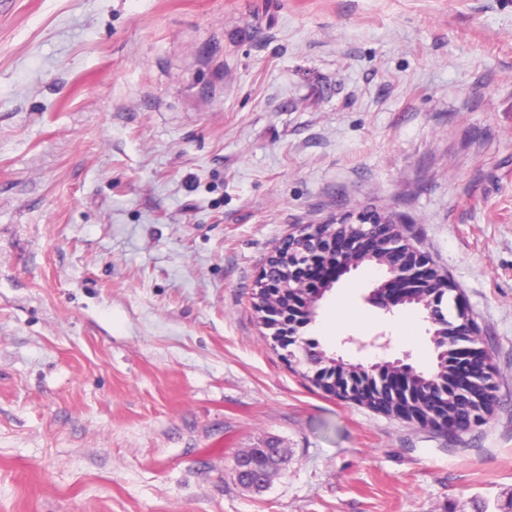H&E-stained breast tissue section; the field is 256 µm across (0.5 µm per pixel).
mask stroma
<instances>
[{
  "label": "stroma",
  "mask_w": 512,
  "mask_h": 512,
  "mask_svg": "<svg viewBox=\"0 0 512 512\" xmlns=\"http://www.w3.org/2000/svg\"><path fill=\"white\" fill-rule=\"evenodd\" d=\"M389 215L498 370L448 433L330 396L254 311L301 227ZM342 276L350 336L434 367ZM349 290L346 309L336 307ZM289 461L262 493L234 458ZM512 496V0H0V512H478ZM285 456L286 457L283 455L282 448H269L267 451L262 448H257L252 463L248 465L249 469L238 475L239 481L253 491L261 492L264 486L259 484L261 480L259 476L260 471L264 469L270 461H276L279 464L283 462L284 465H286L288 463L286 451Z\"/></svg>",
  "instance_id": "obj_1"
}]
</instances>
